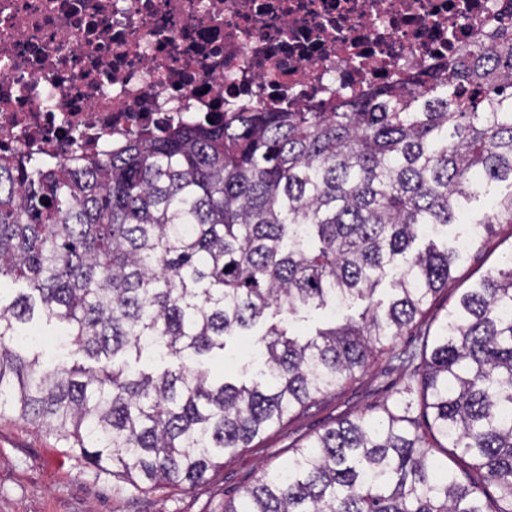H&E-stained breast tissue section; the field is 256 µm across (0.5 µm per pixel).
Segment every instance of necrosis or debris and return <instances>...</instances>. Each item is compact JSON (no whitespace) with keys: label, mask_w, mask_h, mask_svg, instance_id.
<instances>
[{"label":"necrosis or debris","mask_w":512,"mask_h":512,"mask_svg":"<svg viewBox=\"0 0 512 512\" xmlns=\"http://www.w3.org/2000/svg\"><path fill=\"white\" fill-rule=\"evenodd\" d=\"M490 0H0V158L108 150L130 132L344 92L462 54ZM456 40H449V26Z\"/></svg>","instance_id":"1"}]
</instances>
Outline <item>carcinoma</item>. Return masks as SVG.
Instances as JSON below:
<instances>
[{
  "mask_svg": "<svg viewBox=\"0 0 512 512\" xmlns=\"http://www.w3.org/2000/svg\"><path fill=\"white\" fill-rule=\"evenodd\" d=\"M488 22L486 39L407 91L372 85L322 112L256 101L110 153L0 159V282L25 284L0 291V414L140 492L193 485L354 379L376 345L412 334L469 248L512 224L507 6L491 0ZM506 180L511 191L471 210ZM453 224L474 226L468 248L428 245L374 300L422 226ZM355 300L367 302L358 317L305 340L269 323L249 384L189 366L268 315ZM36 321L91 359L151 351L183 364L158 376L46 367L5 343ZM422 356L392 405L293 448L224 512H512V257L459 297Z\"/></svg>",
  "mask_w": 512,
  "mask_h": 512,
  "instance_id": "obj_1",
  "label": "carcinoma"
}]
</instances>
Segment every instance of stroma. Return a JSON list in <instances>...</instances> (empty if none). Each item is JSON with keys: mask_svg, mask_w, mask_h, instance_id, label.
Listing matches in <instances>:
<instances>
[{"mask_svg": "<svg viewBox=\"0 0 512 512\" xmlns=\"http://www.w3.org/2000/svg\"><path fill=\"white\" fill-rule=\"evenodd\" d=\"M512 255V224H498L490 240L475 246L466 261L426 307L421 325L436 328L459 296L501 268ZM248 357L243 338L234 337L224 353L200 364L210 374L242 378ZM390 353L380 354L356 379L337 388L315 406L285 419L253 447L224 456L195 485L163 484L147 493L131 492L123 480L87 467L66 453L54 433L13 415L0 414V512H221L229 498H239L263 470L283 466L293 446L345 418L372 413L390 404L395 392L422 361L393 369Z\"/></svg>", "mask_w": 512, "mask_h": 512, "instance_id": "1", "label": "stroma"}]
</instances>
